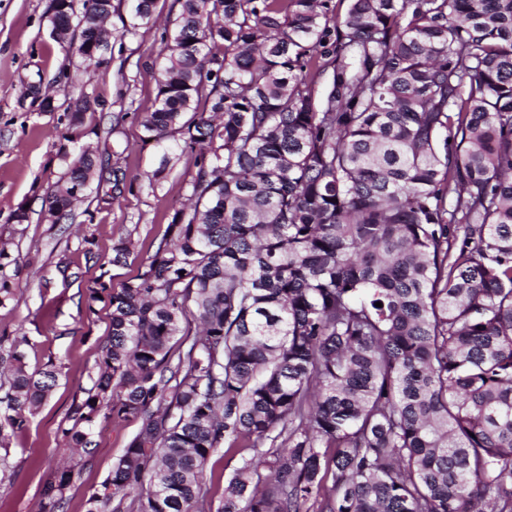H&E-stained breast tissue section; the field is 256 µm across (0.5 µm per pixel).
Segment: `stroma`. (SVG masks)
I'll return each instance as SVG.
<instances>
[{"label": "stroma", "mask_w": 512, "mask_h": 512, "mask_svg": "<svg viewBox=\"0 0 512 512\" xmlns=\"http://www.w3.org/2000/svg\"><path fill=\"white\" fill-rule=\"evenodd\" d=\"M50 3L0 0V242L19 258L7 270L15 298L0 307V355L24 335L31 342L30 368L51 361L58 369L51 395L10 435L0 512H42L43 488L66 460L79 472L66 492V512H86L90 492L137 433V420H111L97 428L90 454L72 455L58 431L91 387L109 333L110 310L89 305L88 290L100 275L117 288L143 271L174 211L187 205L196 174L194 153L162 152L140 124L153 108L163 32L177 4L158 0L153 19L131 34L128 0H113L116 10L107 22L112 62L101 78L66 62L49 36ZM34 85L54 92L55 111H42L30 91ZM82 87L100 105L74 131L65 109ZM84 145L103 163V191L77 203L72 220L52 223L50 193ZM153 170L159 178L143 181ZM21 207L27 219L18 224L12 216ZM127 237L135 243L133 255L111 264L114 243ZM241 463L240 455L221 450L211 456L205 483L212 512L222 507L224 483Z\"/></svg>", "instance_id": "stroma-1"}]
</instances>
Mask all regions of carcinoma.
I'll return each instance as SVG.
<instances>
[{"label": "carcinoma", "instance_id": "1", "mask_svg": "<svg viewBox=\"0 0 512 512\" xmlns=\"http://www.w3.org/2000/svg\"><path fill=\"white\" fill-rule=\"evenodd\" d=\"M53 2L66 54L107 71L85 20L112 0ZM156 3L131 0V28ZM177 3L141 126L197 171L145 270L89 290L110 333L62 436L85 453L103 422L140 426L86 512L136 488L137 512H205L223 445L253 455L219 512H512V0ZM96 167L81 148L49 211ZM28 346L1 448L56 386Z\"/></svg>", "mask_w": 512, "mask_h": 512}]
</instances>
